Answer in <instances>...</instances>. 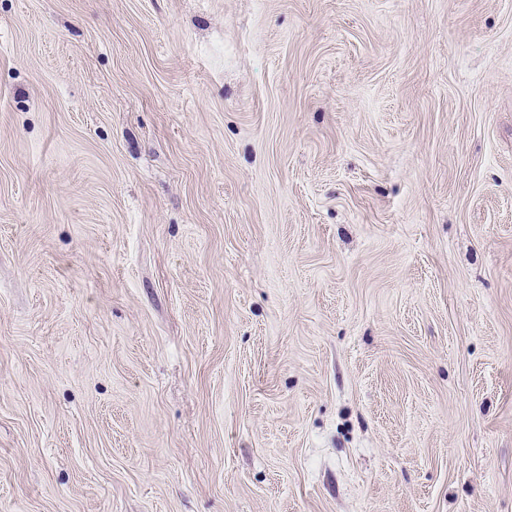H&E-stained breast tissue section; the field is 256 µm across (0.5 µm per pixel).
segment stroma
I'll return each instance as SVG.
<instances>
[{
	"instance_id": "35a3bbf8",
	"label": "stroma",
	"mask_w": 512,
	"mask_h": 512,
	"mask_svg": "<svg viewBox=\"0 0 512 512\" xmlns=\"http://www.w3.org/2000/svg\"><path fill=\"white\" fill-rule=\"evenodd\" d=\"M0 512H512V0H0Z\"/></svg>"
}]
</instances>
